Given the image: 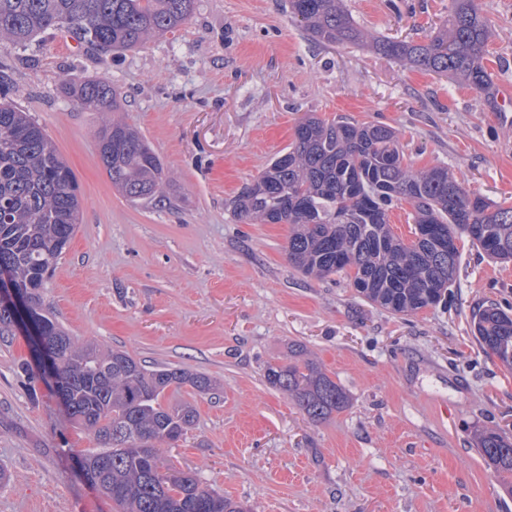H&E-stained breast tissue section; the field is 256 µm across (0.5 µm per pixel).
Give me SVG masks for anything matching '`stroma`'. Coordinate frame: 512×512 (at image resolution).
Instances as JSON below:
<instances>
[{"mask_svg":"<svg viewBox=\"0 0 512 512\" xmlns=\"http://www.w3.org/2000/svg\"><path fill=\"white\" fill-rule=\"evenodd\" d=\"M367 41L323 45L288 0H195L178 31L105 54L62 29L0 45V98L55 142L81 195V221L45 290L76 342L209 375L214 393L167 391L196 422L165 459L247 512H512V475L494 476L477 429L512 436V370L471 332L473 307L512 309V263L468 240L447 306L396 316L345 275L288 263L285 224H246L235 196L293 141L308 112L397 130L414 168L443 163L468 189L512 204V111L465 84L402 66L370 41L427 40L450 0H343ZM495 36L484 64L512 84V0H482ZM117 90L119 116L160 157L163 199L135 204L112 185L96 134L111 115L66 83ZM301 345L348 407L312 423L264 379ZM31 339L0 344V512H113L74 466L96 448L51 387L31 381Z\"/></svg>","mask_w":512,"mask_h":512,"instance_id":"35a3bbf8","label":"stroma"}]
</instances>
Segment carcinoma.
Instances as JSON below:
<instances>
[{
    "label": "carcinoma",
    "instance_id": "1",
    "mask_svg": "<svg viewBox=\"0 0 512 512\" xmlns=\"http://www.w3.org/2000/svg\"><path fill=\"white\" fill-rule=\"evenodd\" d=\"M195 0H0V45H22L67 27L100 51H126L175 32ZM292 17L325 44H357L362 34L342 0H289ZM493 30L479 0H451L448 23L424 42L376 38L379 55L437 76L462 78L480 93ZM79 102L119 111L111 84L70 83ZM99 158L112 185L131 202L161 197L164 168L140 132L120 119L98 133ZM408 202L414 239L389 224L391 208ZM73 173L30 115L0 101V265L30 290V314L51 359L54 392L69 420L92 433L98 448L84 456L86 479L117 512H245L242 504L170 466L161 446L177 443L195 423L188 404L163 406L171 388L215 389L206 374L165 364L144 365L94 342L79 346L45 305L48 279L80 221ZM234 216L248 224L289 225L288 264L324 279L345 274L357 293L394 315H413L446 300L459 264L457 242L512 262V205L465 187L445 165L418 171L405 161L390 127L310 113L294 140L235 197ZM12 309L0 304V343L14 335ZM480 345L512 369V311L495 303L471 314ZM266 383L290 398L313 423L344 409L343 389L314 364H268ZM478 453L497 475L512 473V437L496 428L474 434Z\"/></svg>",
    "mask_w": 512,
    "mask_h": 512
}]
</instances>
